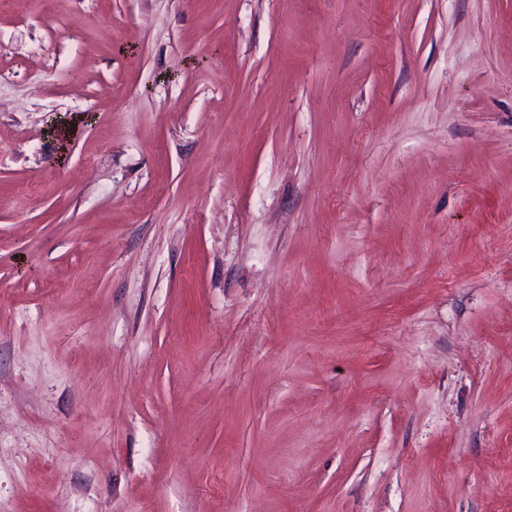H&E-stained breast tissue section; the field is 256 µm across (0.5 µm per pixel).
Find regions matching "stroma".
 <instances>
[{
  "label": "stroma",
  "instance_id": "obj_1",
  "mask_svg": "<svg viewBox=\"0 0 512 512\" xmlns=\"http://www.w3.org/2000/svg\"><path fill=\"white\" fill-rule=\"evenodd\" d=\"M0 512H512V0H0Z\"/></svg>",
  "mask_w": 512,
  "mask_h": 512
}]
</instances>
